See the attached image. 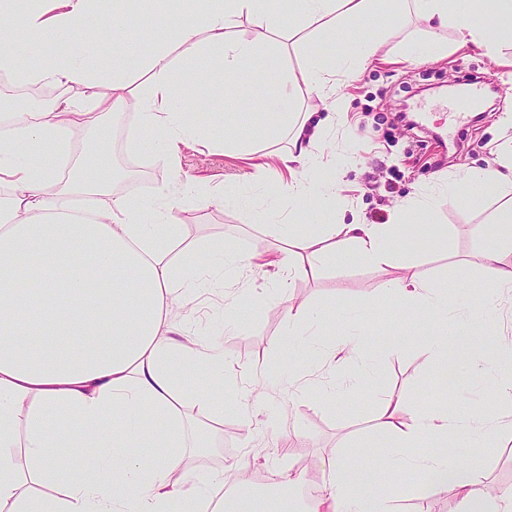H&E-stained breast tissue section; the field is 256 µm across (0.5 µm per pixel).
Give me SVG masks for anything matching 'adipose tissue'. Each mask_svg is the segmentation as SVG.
<instances>
[{"label":"adipose tissue","instance_id":"ef3b65f1","mask_svg":"<svg viewBox=\"0 0 512 512\" xmlns=\"http://www.w3.org/2000/svg\"><path fill=\"white\" fill-rule=\"evenodd\" d=\"M376 0H294L283 14L277 0H206L163 14L152 27L168 29L172 42L153 43L137 61L147 79L134 84L130 74L109 69L94 49L125 40V0H112V17L98 20V0H0V18L21 12L19 28H0V73L20 84H45L63 93L40 112L13 113L6 139L0 140V512H286L289 492L302 478L292 466L279 473L275 503L222 497L228 481L245 484L249 460L218 471L206 487L189 482L187 448L215 447V440H195L202 423L223 424L224 350L220 342L201 340L188 322L176 321L174 309L185 307L202 290L223 293L224 329L241 326V304L228 290L254 266L223 241L186 247L180 225L173 222L177 200L193 197L191 177L177 178L150 202L113 193L116 174L101 159L97 174L83 160L66 159L69 131L76 126L103 131L109 118L136 113L141 132L164 145L175 160L181 148L197 143L202 132L191 118L199 99L189 97L177 80L173 55L211 58L215 80L233 83L244 70L269 86L262 98L248 101L252 111L272 119L271 138L292 131L290 162L301 170L279 194L288 208L277 225L276 266L290 276H305L344 255L380 270L394 263V245L406 237L416 216L431 205L419 192L397 208L390 223L300 224L294 211L336 207L334 182L319 177L313 161L314 139L342 118L333 101L322 118L305 113L295 120L291 108L299 86L329 94L337 76L368 67L377 47L365 41L357 60L348 56L312 57L300 73L278 80L257 69L256 47L239 30L242 21L291 38L312 27L335 31L338 20L354 21ZM408 11L432 27H454L462 42L497 56L500 37L484 26L476 0H406ZM60 35L57 60L37 61L42 36ZM212 141L228 145L226 131L213 125ZM512 151L495 165L471 169L448 182V196L474 199L500 190L493 221L497 236L482 247L481 260L492 272L496 293L512 294ZM108 196L106 205L83 213L74 208L75 192ZM401 305L425 312L426 344L441 364L466 360L479 336L448 337L452 297L446 285L414 274L385 283ZM198 369L203 388L187 390L181 373ZM498 407L479 406L471 420H459L448 408L401 415L400 402L375 405L378 441L367 456L355 460L336 451L325 479L313 497H299L298 512H394L396 497L378 480L396 467L424 470L434 480L418 487L431 497L454 488L459 512H472L483 499V474L467 469L453 447L473 434L512 437V375L500 378ZM436 449L413 453L420 439ZM86 451V475L73 480L66 463Z\"/></svg>","mask_w":512,"mask_h":512}]
</instances>
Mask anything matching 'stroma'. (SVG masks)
<instances>
[{"instance_id":"obj_1","label":"stroma","mask_w":512,"mask_h":512,"mask_svg":"<svg viewBox=\"0 0 512 512\" xmlns=\"http://www.w3.org/2000/svg\"><path fill=\"white\" fill-rule=\"evenodd\" d=\"M243 31L259 55L278 53L280 70L295 73L311 55L342 50L353 54L366 37L380 36L379 61L355 77H339L336 93L346 118L330 131L327 147L314 150L325 176L340 174L341 201L349 216L362 222L378 213L393 215L399 203L431 187L435 179L494 163L500 145L512 144V38L505 39L502 58L496 61L475 44L461 42L453 28L428 29L403 14L393 0H380L359 20L337 22L335 34L328 37L308 28L289 44L278 34L248 24ZM427 45L436 46L435 56L418 58V51ZM473 72L496 86L495 111L453 126L447 113L415 112L417 102L447 99L449 84L462 83ZM187 76L202 95L221 104L216 114L199 109L197 122L208 124L226 114L237 128L242 151L202 143L185 149L178 165L170 166L152 139L129 140L137 117L127 112L108 126L103 151L112 158L141 159L151 174L145 181L117 182L113 190L144 201L168 186L175 175L190 176L199 195L181 202L175 211L184 242L223 239L244 255L264 250L272 245L280 221L273 203L281 185L291 179L283 161L290 138H269L264 116L248 114L244 108L248 100L265 93V86L246 77L233 87L211 85L204 59L197 60ZM495 208L491 197L461 206L449 201L447 191L434 189L432 206L422 218L425 233H414L400 245L399 261L384 271L351 257L339 258L323 265L317 275L287 280L281 293L265 291V270H246L239 286L252 296L250 311L239 335L223 338L226 375L240 389L258 374H267L270 385L264 406L281 415L283 422L271 427L262 415L249 418L242 410L225 407L223 438L208 453L188 457V479L206 484L212 474L244 457L252 461L253 473L267 477L276 473L286 454L293 464H306L317 473L336 449H349L356 459L363 457L366 450L360 440L373 432V403L380 397L401 401L407 417L448 402L465 421L472 418L477 403H493L496 378L512 373V358L485 374L471 376L455 365L439 371L435 357L421 342L423 314L409 313L381 287L387 280L419 273L453 285L457 304L483 307L493 276L483 267L479 249L497 234V225L490 221ZM463 266L468 269L464 277L459 274ZM287 294L305 301L310 310L330 314L329 329L335 335L364 323L359 340L367 352L365 364L347 370L358 381L355 391L337 392L327 404L290 387L289 376L304 374L317 339L296 336L287 349L276 348L285 330ZM292 433L298 436L296 446L284 450L282 442ZM460 453L482 467L485 498H492L497 485L512 481V440L491 443L476 437ZM381 480L399 490L401 512H457L458 499L451 490L429 499L405 495V486L426 483V474L392 469Z\"/></svg>"}]
</instances>
